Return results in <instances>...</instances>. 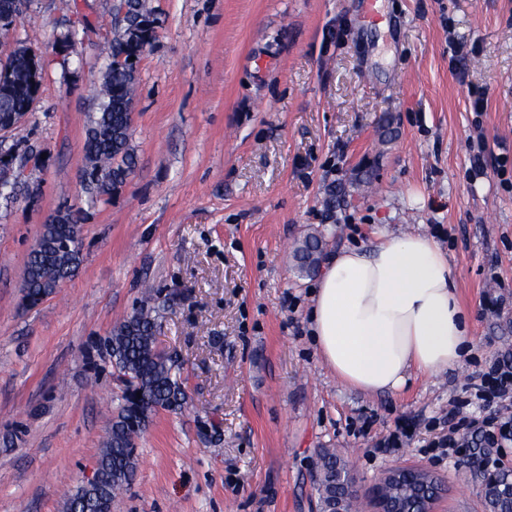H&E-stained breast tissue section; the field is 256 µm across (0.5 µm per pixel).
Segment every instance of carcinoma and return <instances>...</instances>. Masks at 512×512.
<instances>
[{"instance_id":"obj_1","label":"carcinoma","mask_w":512,"mask_h":512,"mask_svg":"<svg viewBox=\"0 0 512 512\" xmlns=\"http://www.w3.org/2000/svg\"><path fill=\"white\" fill-rule=\"evenodd\" d=\"M126 9L114 44L124 59L112 60L102 74L97 112L88 124L82 173L87 189L104 195L122 185L132 172L130 137L136 93V67L155 39L157 17L147 0H118ZM23 19L19 0H0V43L11 39ZM31 56L11 50L0 58V129L14 134L41 88L43 65L32 47ZM135 60H130V57ZM81 211L67 207L42 226L27 255L23 302L29 307L42 303L74 277L82 262L80 249ZM326 248L325 236L309 233L294 250V269L301 277H313L320 269ZM157 311L149 305L136 308L112 328L107 338L109 356L117 376L125 383L122 401L98 456L99 483L79 488L73 497L84 507L65 512H104V508L133 480L137 467L135 440L161 410H177L186 403L184 379L179 365L160 350L156 341ZM316 489L322 512H355L357 499L349 493L342 472L346 463L336 451H320L315 462Z\"/></svg>"}]
</instances>
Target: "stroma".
Returning a JSON list of instances; mask_svg holds the SVG:
<instances>
[{
  "instance_id": "1",
  "label": "stroma",
  "mask_w": 512,
  "mask_h": 512,
  "mask_svg": "<svg viewBox=\"0 0 512 512\" xmlns=\"http://www.w3.org/2000/svg\"><path fill=\"white\" fill-rule=\"evenodd\" d=\"M112 3L31 0L17 29L43 63L23 122L41 158L0 199V512H63L91 477L123 391L104 340L149 295L187 402L137 439L112 512H319L323 448L361 504L385 470L417 466L446 485L433 512H489L462 457L432 441L470 378L512 352V186L475 172L468 146L479 126L488 152L512 156V0H385L393 31L360 30L362 0H149L135 168L94 200L83 143ZM62 207L83 216L81 267L24 308L27 255ZM315 231L330 254L415 233L447 251L469 360L397 393L343 385L309 330L315 281L293 269ZM492 294L505 308H488ZM405 418L412 439L379 449Z\"/></svg>"
}]
</instances>
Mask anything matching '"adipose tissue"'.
Instances as JSON below:
<instances>
[{"label":"adipose tissue","instance_id":"obj_1","mask_svg":"<svg viewBox=\"0 0 512 512\" xmlns=\"http://www.w3.org/2000/svg\"><path fill=\"white\" fill-rule=\"evenodd\" d=\"M310 331L337 379L368 394L396 393L414 374L456 368L473 344L448 256L423 234L329 257Z\"/></svg>","mask_w":512,"mask_h":512}]
</instances>
